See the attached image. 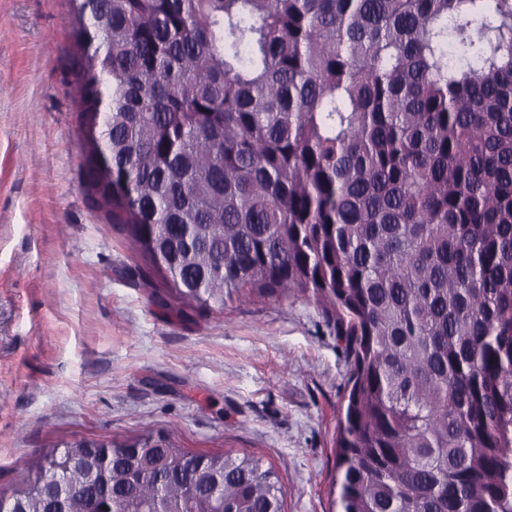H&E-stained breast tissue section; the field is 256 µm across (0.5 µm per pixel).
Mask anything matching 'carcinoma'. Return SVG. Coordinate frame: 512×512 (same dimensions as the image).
Listing matches in <instances>:
<instances>
[{
    "label": "carcinoma",
    "instance_id": "cac0c4a2",
    "mask_svg": "<svg viewBox=\"0 0 512 512\" xmlns=\"http://www.w3.org/2000/svg\"><path fill=\"white\" fill-rule=\"evenodd\" d=\"M92 204L186 307L311 298L340 512H512V0H71ZM246 452L75 439L0 512H283Z\"/></svg>",
    "mask_w": 512,
    "mask_h": 512
}]
</instances>
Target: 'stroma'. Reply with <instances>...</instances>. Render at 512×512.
Instances as JSON below:
<instances>
[{
  "mask_svg": "<svg viewBox=\"0 0 512 512\" xmlns=\"http://www.w3.org/2000/svg\"><path fill=\"white\" fill-rule=\"evenodd\" d=\"M69 0H0V489L75 438L174 434L333 512L349 365L310 300L181 306L91 205Z\"/></svg>",
  "mask_w": 512,
  "mask_h": 512,
  "instance_id": "1",
  "label": "stroma"
}]
</instances>
